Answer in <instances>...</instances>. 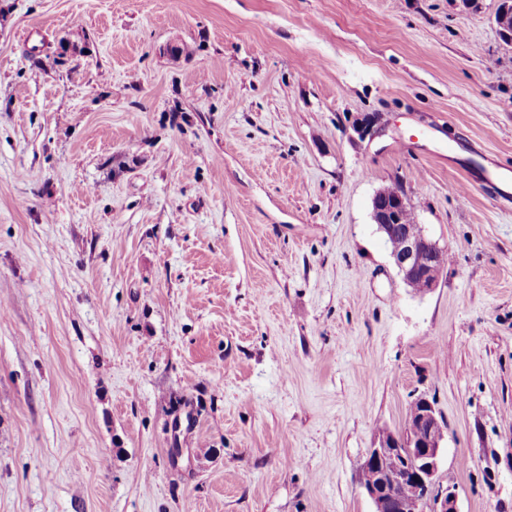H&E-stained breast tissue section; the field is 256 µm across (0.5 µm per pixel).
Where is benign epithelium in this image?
Returning a JSON list of instances; mask_svg holds the SVG:
<instances>
[{"label": "benign epithelium", "instance_id": "benign-epithelium-1", "mask_svg": "<svg viewBox=\"0 0 512 512\" xmlns=\"http://www.w3.org/2000/svg\"><path fill=\"white\" fill-rule=\"evenodd\" d=\"M409 207L405 196L392 200L375 196L372 218L379 232L390 236L400 225V212ZM401 236L399 251L391 254L397 274L410 288L420 280L426 283V290H432L439 275L434 255L442 247L418 226L404 227ZM412 408L405 433L381 430L376 435L362 468H374L377 479L361 488L374 512H424L427 506L430 512H460L456 489L438 485L442 451L439 435L444 433L441 416L434 402L424 395L415 399Z\"/></svg>", "mask_w": 512, "mask_h": 512}]
</instances>
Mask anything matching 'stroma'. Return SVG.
I'll return each mask as SVG.
<instances>
[{
  "instance_id": "1",
  "label": "stroma",
  "mask_w": 512,
  "mask_h": 512,
  "mask_svg": "<svg viewBox=\"0 0 512 512\" xmlns=\"http://www.w3.org/2000/svg\"><path fill=\"white\" fill-rule=\"evenodd\" d=\"M0 0V512H372L419 395L512 512L498 0ZM374 116L371 135L355 130ZM401 184L448 253L408 288ZM372 218L377 224L379 232L389 238L394 228L400 225L398 221L399 214L402 210L410 208L409 200L406 196H399L392 200H387L384 195L379 196L377 193L373 199ZM390 252L398 247L400 240L398 238L385 239Z\"/></svg>"
}]
</instances>
